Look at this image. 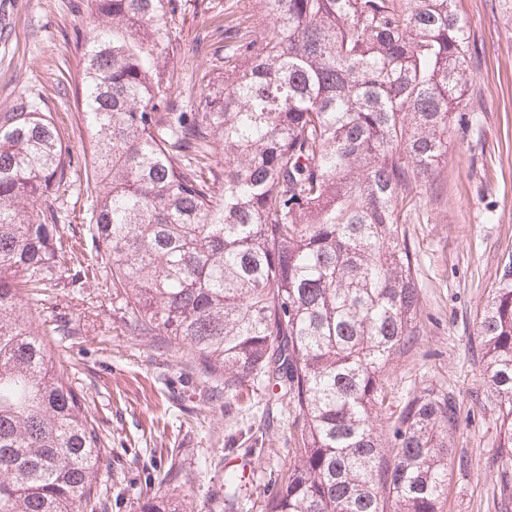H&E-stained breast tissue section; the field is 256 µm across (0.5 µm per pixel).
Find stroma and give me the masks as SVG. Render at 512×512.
<instances>
[{
	"label": "stroma",
	"instance_id": "obj_1",
	"mask_svg": "<svg viewBox=\"0 0 512 512\" xmlns=\"http://www.w3.org/2000/svg\"><path fill=\"white\" fill-rule=\"evenodd\" d=\"M475 43L474 80L448 157L432 185L410 189L403 228L421 291L420 333L387 368L384 436L403 405L433 391L460 406L444 512H498L500 407L487 382L478 315L512 260V0H457ZM261 40L270 25L258 0H179L171 22L177 100L190 107L199 76L224 73L214 53L238 18ZM86 0H0V111L19 94L39 98L64 129L71 177L57 194L63 249L51 285L29 301L38 322L62 328L48 339L61 376L77 389L99 428L104 462L96 512H141L158 493L185 512H262L287 469L293 418L256 384L224 400L223 376H209L188 348L131 332L90 222L96 195L86 164L91 136L77 96L89 38ZM176 460L167 486L155 471ZM245 464L233 508L224 506V469Z\"/></svg>",
	"mask_w": 512,
	"mask_h": 512
}]
</instances>
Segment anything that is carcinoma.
<instances>
[{"instance_id": "carcinoma-1", "label": "carcinoma", "mask_w": 512, "mask_h": 512, "mask_svg": "<svg viewBox=\"0 0 512 512\" xmlns=\"http://www.w3.org/2000/svg\"><path fill=\"white\" fill-rule=\"evenodd\" d=\"M457 0H259V42L234 29L176 112L178 0H88L84 122L96 138L92 219L129 330L166 336L264 381L294 448L264 512H444L456 402L426 392L377 432L386 366L419 335L402 194L432 182L473 80ZM63 131L20 95L0 112V512H86L100 437L57 376L23 294L58 264ZM224 165H215V154ZM502 411L499 512L512 507V265L480 312ZM244 475L224 470L225 500ZM143 512H181L161 494Z\"/></svg>"}]
</instances>
